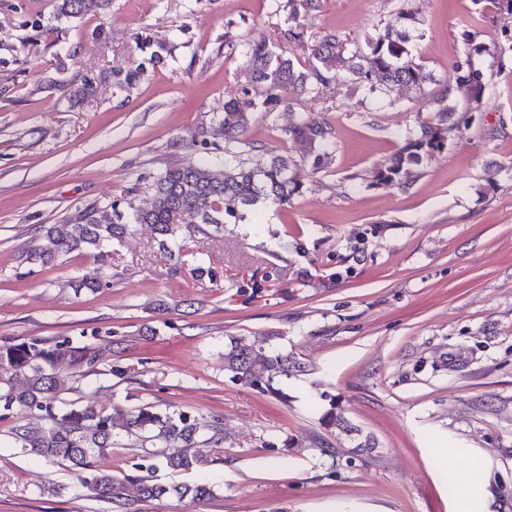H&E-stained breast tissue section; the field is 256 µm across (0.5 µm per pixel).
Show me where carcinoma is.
<instances>
[{"instance_id":"carcinoma-1","label":"carcinoma","mask_w":512,"mask_h":512,"mask_svg":"<svg viewBox=\"0 0 512 512\" xmlns=\"http://www.w3.org/2000/svg\"><path fill=\"white\" fill-rule=\"evenodd\" d=\"M110 0H55L57 18L75 19L103 13ZM477 6L467 26L489 23L485 4L512 13V0H472ZM421 11L403 0L397 23L386 25L366 39L367 50L348 49V40L338 31L324 34L314 49L309 66L299 68L285 53L273 50L264 37L247 44L249 84L227 95L224 113L217 124L224 134L227 160L211 164L169 167L148 180L141 178L126 189V195L144 191L151 203L146 208L120 211L123 201H94L78 207L57 224L41 228L28 252V259L52 265L72 253L92 252L105 261L112 245L121 243L143 224L157 235L161 254L184 263L187 248L183 236L204 232L207 224L220 225L227 217H238L246 207L272 202L287 205L298 191L301 163L288 154H274L262 166L246 165L241 155L249 114L257 107L266 115L291 107L301 97L321 101L322 88L338 67L351 75L350 82L367 85L374 92L391 85L420 90L432 82L425 66L412 56L410 33L419 31ZM456 87L467 92L466 111L480 110L487 87L484 71L472 53L457 61ZM330 111L298 112L286 131L289 137L307 143L316 158L328 156L336 146L331 125L320 117ZM456 109L443 107L435 118L405 136L393 157L378 163L370 172L376 183L404 187L417 176L423 155L445 148L451 134L460 131L450 122ZM77 289L97 293L110 286L107 276L82 277L73 281ZM234 378L258 387H271L274 378L288 376L300 367L287 354H272L263 346L237 344L224 357ZM125 371L112 364V342L101 335L82 333L56 338L30 337L19 343L0 339V422L11 420L6 445L24 456L49 463H65L75 472L79 486L116 512H138L136 503L167 494L204 501L211 496L205 483L165 485L155 472L163 467L181 473L207 464L191 449L203 445L216 448L224 441L217 418L207 419L181 409H163L150 401L136 406H101L90 400H69L74 384L94 376L107 382ZM143 449L137 473L115 477L104 465L118 447L119 432Z\"/></svg>"}]
</instances>
